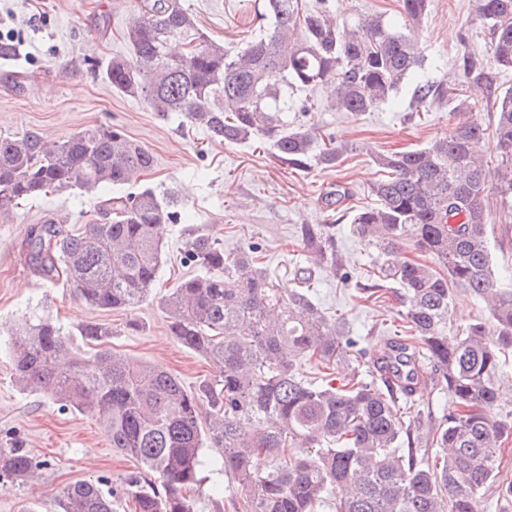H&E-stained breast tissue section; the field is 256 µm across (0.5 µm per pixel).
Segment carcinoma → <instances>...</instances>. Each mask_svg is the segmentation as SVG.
Listing matches in <instances>:
<instances>
[{
    "label": "carcinoma",
    "mask_w": 512,
    "mask_h": 512,
    "mask_svg": "<svg viewBox=\"0 0 512 512\" xmlns=\"http://www.w3.org/2000/svg\"><path fill=\"white\" fill-rule=\"evenodd\" d=\"M430 2L401 0V20L391 22L362 11L340 18L328 0H251L260 34L230 51L182 0H143L123 30L131 57H111L103 78L153 112L183 113L215 141L259 136L288 167L313 161L332 168L346 146L288 123L293 92L329 86L326 108L354 116L391 104L428 61L415 29L427 21ZM474 9L490 31L496 63L512 70V0H474ZM175 39L185 54L167 52ZM441 95L437 85H417L412 111ZM485 131L461 118L424 147L374 155L384 172L370 186L377 204L351 219L377 251L373 283L360 291L385 299L396 285L402 330L369 348L314 303L309 277L282 288L255 251H226L205 233L184 246L196 273L157 294L162 225L180 219L171 192L101 196L75 233L49 220L32 225L22 249L40 277L67 282L92 309L156 301L171 335L215 370L192 391L157 365L105 348L70 351L48 318L17 324L10 347L18 381L101 423L112 449L138 464L119 498L88 481L64 487L63 512H194L189 495L203 488L205 448L221 454L246 512H317L324 504L332 512H477L492 487L512 507V479L499 477L512 422L494 413L502 356L512 351V289L493 270L485 204L491 184L512 198L511 88L497 97L492 168L480 154ZM154 165L150 151L114 126L59 142L37 131L0 138V223L50 191L119 188ZM333 229L302 225L300 246L347 282ZM450 284L484 302L494 325L476 321L449 340ZM76 331L95 342L112 334L98 322ZM424 354L432 380L457 409L422 432L400 404L413 401L425 380ZM367 356L363 373L357 364ZM304 361L328 370L321 383L305 379ZM341 363L351 371L338 379L332 370ZM429 448L437 449L432 464L423 458ZM257 457L265 460L261 469L253 467ZM44 466L20 448H0V479L27 481Z\"/></svg>",
    "instance_id": "carcinoma-1"
}]
</instances>
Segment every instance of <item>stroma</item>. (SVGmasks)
I'll use <instances>...</instances> for the list:
<instances>
[{"mask_svg": "<svg viewBox=\"0 0 512 512\" xmlns=\"http://www.w3.org/2000/svg\"><path fill=\"white\" fill-rule=\"evenodd\" d=\"M211 37L236 47L257 33L245 0H183ZM140 0H0V37L9 40L10 57L0 58V137L28 130L60 141L88 126L117 125L155 157L152 171L131 184L179 195L183 220L164 227L169 259L157 284L167 292L189 273L180 252L194 231L209 233L225 249L259 245L264 262L282 287H295L297 268L308 260L297 245L302 225L336 222V245L353 272L343 282L338 271L316 269L310 283L315 302L328 316L342 320L351 335L371 337L398 325L395 300L375 301L357 285L366 281L377 253L360 242L343 211L324 207L331 187L349 189V207L373 205L369 186L382 173L371 159L382 149L419 148L453 127L456 100H467L470 117L492 127L495 104L486 87L495 78L500 89L512 87V72H499L491 35L471 0H432L429 21L418 38L432 60L408 81L394 102L357 118L315 109L295 113V121L313 124L323 135L346 143L348 151L334 168L317 165L296 170L275 157L273 149L253 140L240 145L212 141L178 112L162 115L140 100L123 96L102 78L106 60L129 55L122 31ZM478 58L475 72L464 69L465 55ZM442 85L445 94L428 110L410 111L412 93L423 83ZM95 194L79 189L50 192L24 203L14 223L0 224V448L19 447L47 461L38 481L0 487V512H58L57 491L77 481L120 490L134 471L133 461L112 452L107 434L90 417L62 410L42 393L16 380L8 331L32 316L59 323L74 351L84 348L75 327L94 321L111 325L107 345L114 355L160 365L196 389L212 378V368L169 332L164 313L149 303L130 311L93 310L66 284L43 280L28 263L20 244L29 225L44 220L72 230L92 211ZM490 245L497 274L512 273V200L488 188ZM138 330H128V321ZM206 487L194 499V512H244L243 495L224 474L215 450H207Z\"/></svg>", "mask_w": 512, "mask_h": 512, "instance_id": "obj_1", "label": "stroma"}]
</instances>
